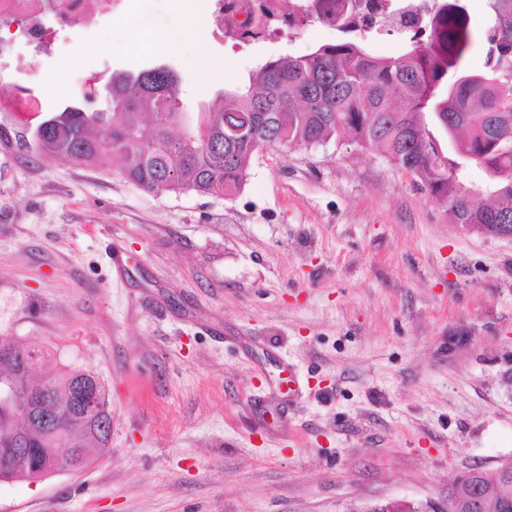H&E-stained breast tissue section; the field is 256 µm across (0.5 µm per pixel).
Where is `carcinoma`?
<instances>
[{"mask_svg":"<svg viewBox=\"0 0 512 512\" xmlns=\"http://www.w3.org/2000/svg\"><path fill=\"white\" fill-rule=\"evenodd\" d=\"M448 11L443 0L424 37L412 31L406 51L377 57L350 39L320 46L300 57L271 60L244 84L217 96L190 122L189 136L173 134L172 123L136 119L165 101L179 121L177 77L144 83L139 75L113 76L106 112H87L76 99L41 112L24 129L41 159L100 166L112 157L122 176L147 192L186 191L228 197L244 185L251 157L263 147L328 142L340 134L381 155L418 179L454 224H512V0H491L487 27L471 16L464 0ZM485 50V68L467 70L468 55ZM240 112L255 116L254 133L224 138L225 123ZM477 165L488 176L486 190L473 195L457 169ZM41 345L0 336V376L12 375L19 401L0 403V449L27 434L22 459L0 465V482L25 481L43 471L57 440L77 459L105 452L95 433L112 415L109 395L91 371L66 367L41 376L53 385L44 408L58 412L55 434L25 422L18 409L36 391Z\"/></svg>","mask_w":512,"mask_h":512,"instance_id":"1","label":"carcinoma"}]
</instances>
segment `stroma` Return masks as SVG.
I'll list each match as a JSON object with an SVG mask.
<instances>
[{
    "mask_svg": "<svg viewBox=\"0 0 512 512\" xmlns=\"http://www.w3.org/2000/svg\"><path fill=\"white\" fill-rule=\"evenodd\" d=\"M133 28L167 53L130 54ZM336 39L314 22L237 48L171 0H114L0 76L52 108L166 64L191 113ZM23 127L0 112V335L97 374L112 443L1 482L0 512H439L457 475L512 458V239L452 224L345 135L258 150L227 199L39 159Z\"/></svg>",
    "mask_w": 512,
    "mask_h": 512,
    "instance_id": "obj_1",
    "label": "stroma"
}]
</instances>
